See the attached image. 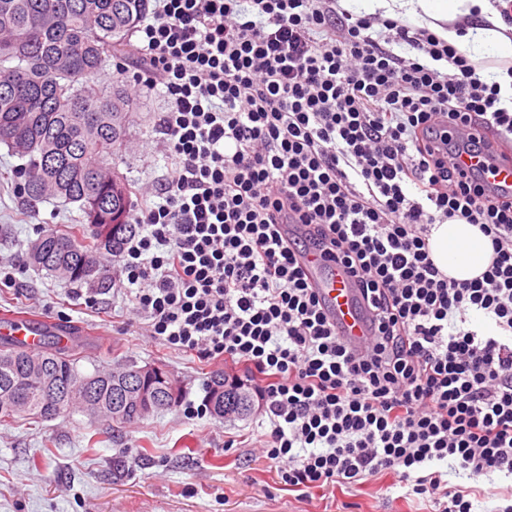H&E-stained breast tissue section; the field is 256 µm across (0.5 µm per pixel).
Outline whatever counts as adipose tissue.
Returning <instances> with one entry per match:
<instances>
[{
  "mask_svg": "<svg viewBox=\"0 0 512 512\" xmlns=\"http://www.w3.org/2000/svg\"><path fill=\"white\" fill-rule=\"evenodd\" d=\"M340 5L353 13L379 11L386 17L422 22L476 60L496 55L501 62L495 70L496 80L512 83L504 68L512 58V28L491 0H340ZM429 250L439 270L457 280L479 276L493 257L490 238L478 225L460 220L434 225Z\"/></svg>",
  "mask_w": 512,
  "mask_h": 512,
  "instance_id": "ef3b65f1",
  "label": "adipose tissue"
}]
</instances>
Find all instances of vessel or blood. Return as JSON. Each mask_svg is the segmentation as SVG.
Masks as SVG:
<instances>
[{
    "label": "vessel or blood",
    "mask_w": 512,
    "mask_h": 512,
    "mask_svg": "<svg viewBox=\"0 0 512 512\" xmlns=\"http://www.w3.org/2000/svg\"><path fill=\"white\" fill-rule=\"evenodd\" d=\"M486 177L490 184L499 188H512V156L499 155L489 160ZM301 264L322 299L330 321L335 322L337 331L351 346H358L369 333V321L364 306L355 300L346 274L340 269L325 268L320 257L312 252L302 257ZM47 331L66 339L72 335L73 328L42 316H30L13 321L8 334L20 346L34 350L39 346V335Z\"/></svg>",
    "instance_id": "vessel-or-blood-1"
}]
</instances>
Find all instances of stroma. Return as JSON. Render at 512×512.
Listing matches in <instances>:
<instances>
[{"mask_svg": "<svg viewBox=\"0 0 512 512\" xmlns=\"http://www.w3.org/2000/svg\"><path fill=\"white\" fill-rule=\"evenodd\" d=\"M129 135L114 162L132 188L156 182L172 165L153 125L168 101L161 87H129ZM19 161L0 145V319L16 313L75 324L86 339L78 368L162 365L182 385L176 405L112 429L80 412L37 422H0V512H427L405 499L392 476L350 489L314 490L311 501L281 481L274 464L251 455L260 411L239 418L188 414L223 366L141 334L129 293L82 286L29 266L26 251L43 229H68L80 211L58 201L29 203L19 192Z\"/></svg>", "mask_w": 512, "mask_h": 512, "instance_id": "1", "label": "stroma"}]
</instances>
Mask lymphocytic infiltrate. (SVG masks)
Here are the masks:
<instances>
[{"instance_id":"lymphocytic-infiltrate-1","label":"lymphocytic infiltrate","mask_w":512,"mask_h":512,"mask_svg":"<svg viewBox=\"0 0 512 512\" xmlns=\"http://www.w3.org/2000/svg\"><path fill=\"white\" fill-rule=\"evenodd\" d=\"M137 31L116 71L162 86L174 160L117 259L148 336L243 368L269 422L253 448L303 497L390 472L473 512L449 469L512 477V193L450 160L512 142V96L428 28L339 0H155ZM452 220L490 238L481 277L433 262ZM311 250L355 278L363 349L322 311Z\"/></svg>"}]
</instances>
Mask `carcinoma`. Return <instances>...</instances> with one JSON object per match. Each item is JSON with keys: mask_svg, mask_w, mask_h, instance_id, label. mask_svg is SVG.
Returning a JSON list of instances; mask_svg holds the SVG:
<instances>
[{"mask_svg": "<svg viewBox=\"0 0 512 512\" xmlns=\"http://www.w3.org/2000/svg\"><path fill=\"white\" fill-rule=\"evenodd\" d=\"M146 12V0H0V143L23 160L28 201L57 199L76 204L82 221L112 224L106 238L91 234L83 244L69 231H53L30 244L32 266L62 271L71 283L93 286L107 279L109 261L119 254L135 226L128 223L131 187L112 159L127 137L129 98L120 83L103 91L90 83L106 58L122 57L129 36ZM101 275L87 274V259ZM43 361L50 373L30 378V363ZM76 349L55 347L33 353L0 344V393H9L28 419H54L78 409L66 399L82 382ZM85 389L90 401L112 412V369ZM168 372L159 368L153 387L160 410L172 397L165 391ZM251 395L224 376L211 377L210 413L249 405Z\"/></svg>", "mask_w": 512, "mask_h": 512, "instance_id": "1", "label": "carcinoma"}]
</instances>
